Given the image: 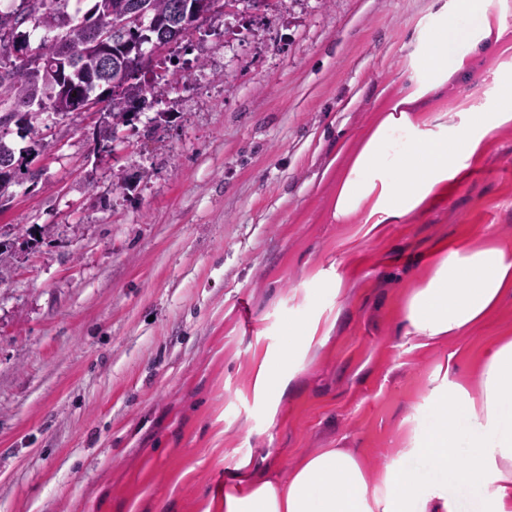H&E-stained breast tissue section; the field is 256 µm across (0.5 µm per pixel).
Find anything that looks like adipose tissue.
I'll return each instance as SVG.
<instances>
[{"label":"adipose tissue","instance_id":"1","mask_svg":"<svg viewBox=\"0 0 512 512\" xmlns=\"http://www.w3.org/2000/svg\"><path fill=\"white\" fill-rule=\"evenodd\" d=\"M512 36V0H445L422 33L413 73L384 98L368 131L336 162L332 216L393 224L423 212L512 124V69L495 74L494 108L430 115L429 104L471 76L474 62ZM512 291V248L483 234L439 249L428 276L407 296V332L434 341L483 321ZM436 420L412 431L396 461L375 475L358 455L326 448L305 456L287 480L255 477L248 462L224 490L219 512H456L439 474L482 486L481 512H512V339L487 349L474 384L441 382L428 398Z\"/></svg>","mask_w":512,"mask_h":512}]
</instances>
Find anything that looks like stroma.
<instances>
[{
	"mask_svg": "<svg viewBox=\"0 0 512 512\" xmlns=\"http://www.w3.org/2000/svg\"><path fill=\"white\" fill-rule=\"evenodd\" d=\"M435 0H238L162 55L188 85L98 152L95 119L44 111L49 150L0 208L44 230L0 285V512H206L239 459L287 479L324 448L383 472L430 428L437 367L466 378L512 338V293L464 335H406L435 251L488 232L512 247V125L427 211L339 224L328 164L395 89ZM512 40L432 106L492 102ZM169 112L158 126L156 113ZM132 188L113 191L115 182ZM318 316L287 388L288 323ZM286 384V378L280 374L276 366L273 364H264L261 366L254 379L255 391L263 398H266L272 392H276L285 387Z\"/></svg>",
	"mask_w": 512,
	"mask_h": 512,
	"instance_id": "stroma-1",
	"label": "stroma"
}]
</instances>
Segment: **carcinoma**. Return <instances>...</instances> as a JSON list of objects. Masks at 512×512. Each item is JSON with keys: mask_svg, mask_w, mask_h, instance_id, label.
Masks as SVG:
<instances>
[{"mask_svg": "<svg viewBox=\"0 0 512 512\" xmlns=\"http://www.w3.org/2000/svg\"><path fill=\"white\" fill-rule=\"evenodd\" d=\"M71 0H20L10 9H0V43L11 42L37 50L34 57L0 52V125H24L34 135L33 124L41 112L50 109L67 116L81 112L99 87L109 90L104 114L108 124L100 135L116 143L113 133L134 125L147 106L156 73L137 68L144 57V45L154 39L176 43L164 31L181 26L186 16L207 13L209 0H144L147 9L139 19L137 32L120 27L132 0H95L92 9L81 15L69 11ZM110 25L118 35L112 38V75L99 77L101 57L93 49L92 32L98 25ZM24 160L0 139V172L17 170ZM38 243L33 227H18L12 238L0 232V283L11 276L17 251Z\"/></svg>", "mask_w": 512, "mask_h": 512, "instance_id": "obj_1", "label": "carcinoma"}]
</instances>
